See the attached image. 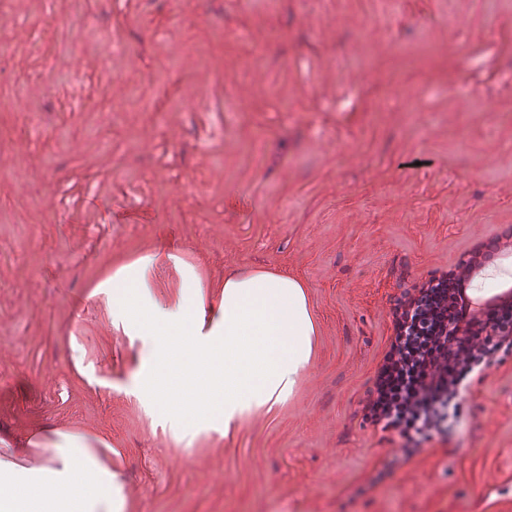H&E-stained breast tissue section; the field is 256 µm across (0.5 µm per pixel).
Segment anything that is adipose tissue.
Masks as SVG:
<instances>
[{
	"mask_svg": "<svg viewBox=\"0 0 512 512\" xmlns=\"http://www.w3.org/2000/svg\"><path fill=\"white\" fill-rule=\"evenodd\" d=\"M177 272L160 298L155 271ZM512 292V244L481 257L466 293L477 303ZM113 332L154 346L133 390L178 441L240 428L292 400L311 366L319 326L307 285L264 268L211 279L180 250L115 255L90 292ZM112 443L94 429L39 425L0 433V512H126Z\"/></svg>",
	"mask_w": 512,
	"mask_h": 512,
	"instance_id": "1",
	"label": "adipose tissue"
}]
</instances>
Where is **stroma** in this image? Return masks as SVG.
Instances as JSON below:
<instances>
[{"instance_id":"35a3bbf8","label":"stroma","mask_w":512,"mask_h":512,"mask_svg":"<svg viewBox=\"0 0 512 512\" xmlns=\"http://www.w3.org/2000/svg\"><path fill=\"white\" fill-rule=\"evenodd\" d=\"M512 232V0H0V430L107 433L132 512H512V355L412 456L363 420L403 294ZM309 285L299 393L176 443L120 251Z\"/></svg>"}]
</instances>
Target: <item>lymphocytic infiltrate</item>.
I'll list each match as a JSON object with an SVG mask.
<instances>
[{"instance_id": "lymphocytic-infiltrate-1", "label": "lymphocytic infiltrate", "mask_w": 512, "mask_h": 512, "mask_svg": "<svg viewBox=\"0 0 512 512\" xmlns=\"http://www.w3.org/2000/svg\"><path fill=\"white\" fill-rule=\"evenodd\" d=\"M465 276L431 277L393 314L394 334L363 406L364 418L394 433L405 454L444 434L474 381L497 354L512 353V299L471 309Z\"/></svg>"}]
</instances>
